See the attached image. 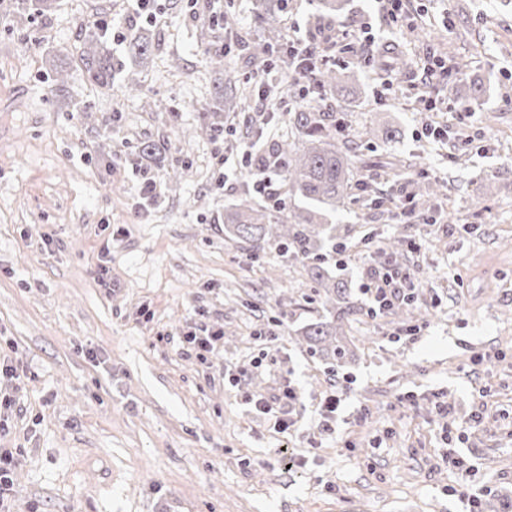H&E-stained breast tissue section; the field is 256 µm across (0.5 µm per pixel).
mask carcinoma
Returning <instances> with one entry per match:
<instances>
[{"label":"carcinoma","mask_w":512,"mask_h":512,"mask_svg":"<svg viewBox=\"0 0 512 512\" xmlns=\"http://www.w3.org/2000/svg\"><path fill=\"white\" fill-rule=\"evenodd\" d=\"M340 7L341 0H319L314 27L336 17ZM278 47L274 35L248 43L254 57H271ZM149 50L150 43L140 34L130 35L127 52L131 59L140 58ZM80 60L89 76L101 86L110 85L116 74L126 70V61L115 55L112 48V21H97L86 27ZM354 80L356 76L351 73L318 70V86L324 89ZM125 82L129 95L142 92L135 71H128ZM288 127L291 138L275 143L268 155L285 160L281 176L303 207L287 216L275 215L269 208L244 199L224 212V233L250 244L256 251L265 244H273L303 261L314 254L317 243L336 239V225L323 223L322 210H334L349 201L354 173L350 150L336 142V113L318 112L310 104L299 105L288 113ZM311 278L318 299L335 309L336 314L329 320L310 324L303 340L311 356L336 367L353 356L352 343L346 338L343 325L354 307L345 294V285L321 266L311 268Z\"/></svg>","instance_id":"cac0c4a2"}]
</instances>
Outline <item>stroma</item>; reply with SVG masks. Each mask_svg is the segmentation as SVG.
<instances>
[{"label": "stroma", "mask_w": 512, "mask_h": 512, "mask_svg": "<svg viewBox=\"0 0 512 512\" xmlns=\"http://www.w3.org/2000/svg\"><path fill=\"white\" fill-rule=\"evenodd\" d=\"M257 2L156 0L148 22L127 0H59L44 16L0 0V354L19 374L0 382L18 397L0 448L21 459L7 512H465L448 452L472 464L474 490L512 502V0H408L396 22L376 0H345L314 36L318 0L286 4L301 38L336 41L329 67L358 78L354 95H312L336 114L340 144H357V187L327 216L348 251H318L358 308L344 323L354 356L336 369L301 341L328 315L307 263L224 234L225 207L254 191L244 150L289 131L257 95L261 67L287 75L286 58L262 63L240 45L267 34ZM101 11L151 42L141 97L119 80L98 86L80 62V27ZM215 12L239 22L223 71L200 39ZM398 55L407 69L378 78L375 60ZM428 57L447 79L421 83ZM459 57L466 72L451 69ZM228 72L246 107L217 112ZM438 123L439 142L426 133ZM149 141L167 142L162 159L138 157ZM139 170L157 181L153 204L137 195ZM436 182L447 197L423 203ZM367 235L419 243L400 260L419 281V335L368 317L363 264L381 259L361 260ZM106 242L108 288L95 274ZM201 326L221 333L202 356L185 340ZM233 364L252 367L236 384ZM286 387L300 395L296 429L279 434L247 398ZM339 389L332 439L317 411ZM438 398L452 419L436 415ZM475 411L478 432L443 440L447 422Z\"/></svg>", "instance_id": "obj_1"}]
</instances>
